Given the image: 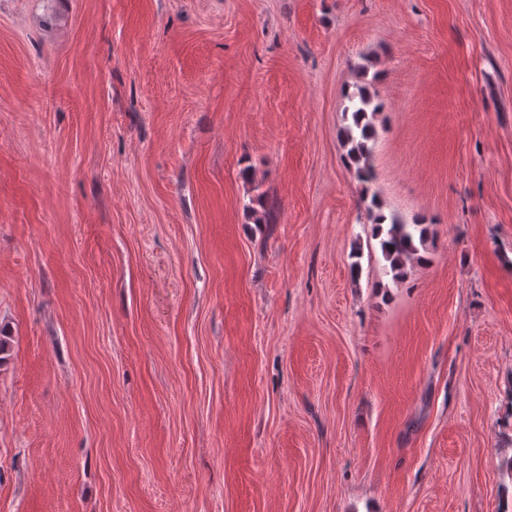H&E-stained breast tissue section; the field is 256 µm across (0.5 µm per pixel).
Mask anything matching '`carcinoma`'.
Listing matches in <instances>:
<instances>
[{"mask_svg":"<svg viewBox=\"0 0 512 512\" xmlns=\"http://www.w3.org/2000/svg\"><path fill=\"white\" fill-rule=\"evenodd\" d=\"M349 100L346 112L351 114V123L342 132L343 143L347 147L345 161L349 166H356L359 176L368 181L373 178L369 142L375 137L374 116L381 111L382 105L374 103V96L364 88L351 94ZM369 213L382 257L388 262L393 279L401 280L407 265L423 262L416 243L426 241L427 224L422 219L407 224L394 214L386 217L382 214V206L375 200Z\"/></svg>","mask_w":512,"mask_h":512,"instance_id":"obj_1","label":"carcinoma"}]
</instances>
